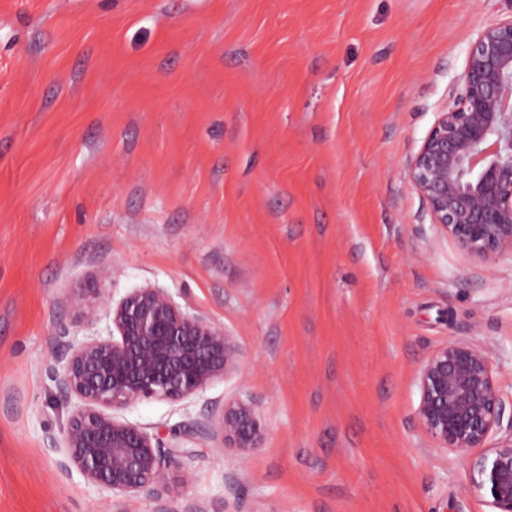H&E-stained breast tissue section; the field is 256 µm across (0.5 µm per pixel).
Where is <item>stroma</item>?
Returning <instances> with one entry per match:
<instances>
[{
    "label": "stroma",
    "instance_id": "stroma-1",
    "mask_svg": "<svg viewBox=\"0 0 512 512\" xmlns=\"http://www.w3.org/2000/svg\"><path fill=\"white\" fill-rule=\"evenodd\" d=\"M512 0H0V512H153L50 439L45 368L100 268L235 336L238 373L124 420L250 399L263 447L181 436L208 512H492L415 418L439 347L490 351L512 417V257L483 264L405 178L471 38Z\"/></svg>",
    "mask_w": 512,
    "mask_h": 512
}]
</instances>
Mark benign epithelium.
Here are the masks:
<instances>
[{
	"label": "benign epithelium",
	"instance_id": "1",
	"mask_svg": "<svg viewBox=\"0 0 512 512\" xmlns=\"http://www.w3.org/2000/svg\"><path fill=\"white\" fill-rule=\"evenodd\" d=\"M454 104L438 113L405 169L425 201L432 223L468 257L489 264L512 254V16L484 27L471 40L457 78ZM99 269L85 291L70 299L89 320L102 305L112 323L107 337L74 342L56 329L59 345L47 374L62 397L76 404L60 425L64 478L78 472L116 496L147 493L155 512L181 497L191 480L183 451L121 419L138 402H183L239 371L235 337L179 304L166 288H134L116 300ZM415 417L439 448H482L502 424V393L489 350L455 341L436 350L417 375ZM224 447L246 452L264 445L267 430L249 400L224 402L218 419L206 416L194 434L212 430ZM474 490L486 492L494 512H512V429L470 460Z\"/></svg>",
	"mask_w": 512,
	"mask_h": 512
}]
</instances>
